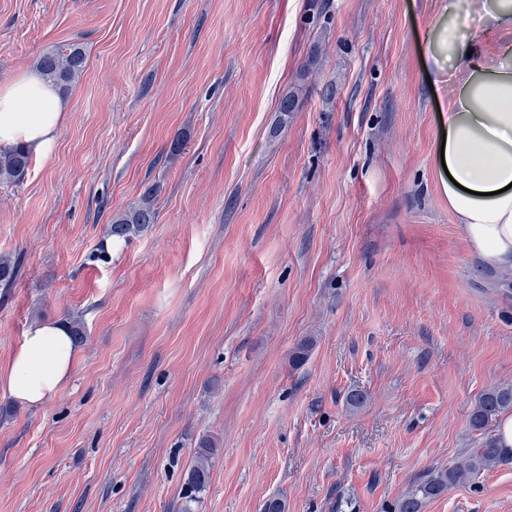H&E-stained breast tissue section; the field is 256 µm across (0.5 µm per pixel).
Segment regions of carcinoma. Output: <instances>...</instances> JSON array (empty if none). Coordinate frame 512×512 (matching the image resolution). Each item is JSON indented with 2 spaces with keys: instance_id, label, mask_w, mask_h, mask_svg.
Instances as JSON below:
<instances>
[{
  "instance_id": "cac0c4a2",
  "label": "carcinoma",
  "mask_w": 512,
  "mask_h": 512,
  "mask_svg": "<svg viewBox=\"0 0 512 512\" xmlns=\"http://www.w3.org/2000/svg\"><path fill=\"white\" fill-rule=\"evenodd\" d=\"M43 79L60 91H67L82 76L86 56L79 45L68 49L43 52L35 61ZM31 155L20 146L0 148V183L20 182L29 169ZM157 195L147 189L137 205L112 218L107 236L128 242L143 233L157 218ZM19 262L0 258V285L9 286L17 277ZM512 410V385L499 384L482 392L469 415L468 425L477 433L476 447L448 465L435 467L411 484L408 491L394 505V512H422L426 502L443 495L451 486L475 483L482 474L512 457V448L500 445L493 427L500 414ZM215 444L210 439L199 443L195 463L188 471V491L192 501L206 489L209 480L210 458Z\"/></svg>"
}]
</instances>
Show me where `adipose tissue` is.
<instances>
[{
  "instance_id": "adipose-tissue-1",
  "label": "adipose tissue",
  "mask_w": 512,
  "mask_h": 512,
  "mask_svg": "<svg viewBox=\"0 0 512 512\" xmlns=\"http://www.w3.org/2000/svg\"><path fill=\"white\" fill-rule=\"evenodd\" d=\"M479 26L458 37L443 16L417 38L441 44L435 74H447L441 107L449 171L441 186L469 251L485 266L512 273V0H467ZM57 90L33 71L0 86V146L20 144L48 157L64 121ZM79 358L68 326L32 323L0 370V389L37 408L54 397Z\"/></svg>"
}]
</instances>
